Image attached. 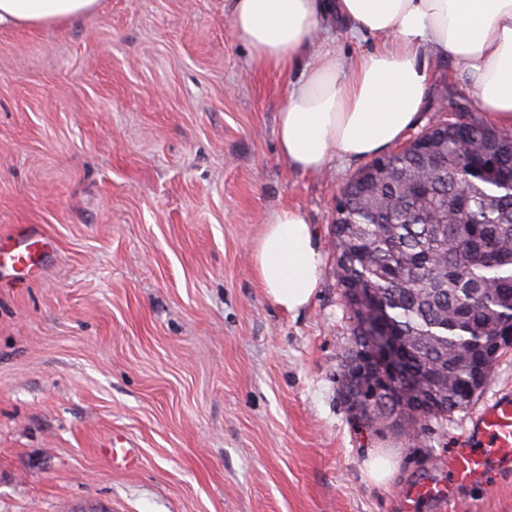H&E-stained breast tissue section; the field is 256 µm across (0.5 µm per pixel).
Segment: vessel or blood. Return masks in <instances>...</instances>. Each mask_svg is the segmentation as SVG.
<instances>
[{"label": "vessel or blood", "instance_id": "b4317fda", "mask_svg": "<svg viewBox=\"0 0 512 512\" xmlns=\"http://www.w3.org/2000/svg\"><path fill=\"white\" fill-rule=\"evenodd\" d=\"M50 240L34 229L19 235L7 258L12 266L39 275V255L49 246ZM512 461V395H495L476 411L468 431L459 439L448 457L450 479L445 483H427L414 487L409 499L434 497L453 500L459 486L487 485L492 468Z\"/></svg>", "mask_w": 512, "mask_h": 512}]
</instances>
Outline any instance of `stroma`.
<instances>
[{
	"label": "stroma",
	"instance_id": "1",
	"mask_svg": "<svg viewBox=\"0 0 512 512\" xmlns=\"http://www.w3.org/2000/svg\"><path fill=\"white\" fill-rule=\"evenodd\" d=\"M288 73L262 71L227 0H100L59 26L0 33V239L36 224L31 279L0 271V512H452L404 494L448 479L472 409L414 436L350 413L335 202L362 161L290 169L276 117ZM477 110L448 61L439 98ZM297 207L325 253L298 315L253 270L265 220ZM133 465L114 463L112 440ZM396 455L384 483L366 460ZM512 512V471L458 490Z\"/></svg>",
	"mask_w": 512,
	"mask_h": 512
}]
</instances>
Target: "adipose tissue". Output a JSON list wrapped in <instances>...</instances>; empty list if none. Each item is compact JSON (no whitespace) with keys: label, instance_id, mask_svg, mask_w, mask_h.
Here are the masks:
<instances>
[{"label":"adipose tissue","instance_id":"adipose-tissue-1","mask_svg":"<svg viewBox=\"0 0 512 512\" xmlns=\"http://www.w3.org/2000/svg\"><path fill=\"white\" fill-rule=\"evenodd\" d=\"M98 0H0V30L63 23ZM258 68L291 72L277 116L281 157L304 174L385 152L420 121L430 63H456L493 127L512 129V0H231ZM339 20L358 38L337 53ZM254 272L283 311H303L320 286L324 251L295 207L275 211L254 248Z\"/></svg>","mask_w":512,"mask_h":512}]
</instances>
